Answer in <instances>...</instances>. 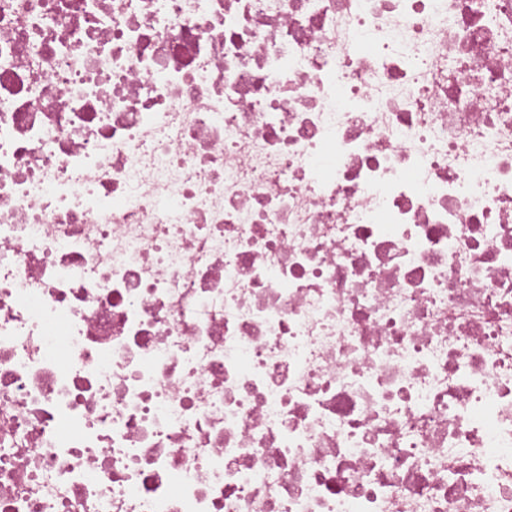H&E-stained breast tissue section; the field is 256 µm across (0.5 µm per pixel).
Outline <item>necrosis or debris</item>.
Here are the masks:
<instances>
[{"instance_id": "necrosis-or-debris-1", "label": "necrosis or debris", "mask_w": 512, "mask_h": 512, "mask_svg": "<svg viewBox=\"0 0 512 512\" xmlns=\"http://www.w3.org/2000/svg\"><path fill=\"white\" fill-rule=\"evenodd\" d=\"M0 512H512V0H0Z\"/></svg>"}]
</instances>
